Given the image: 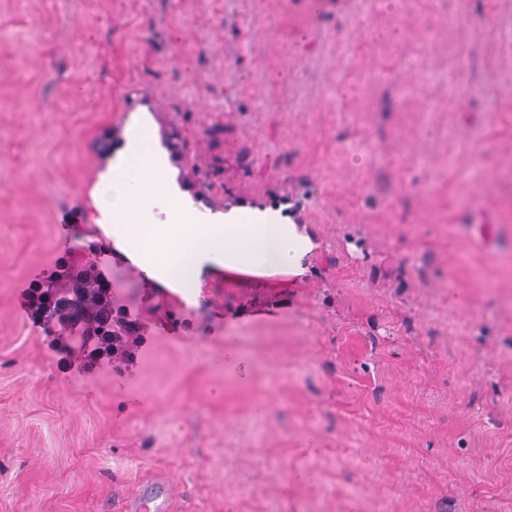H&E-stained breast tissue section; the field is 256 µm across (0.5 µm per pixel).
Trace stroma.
Returning a JSON list of instances; mask_svg holds the SVG:
<instances>
[{
  "mask_svg": "<svg viewBox=\"0 0 512 512\" xmlns=\"http://www.w3.org/2000/svg\"><path fill=\"white\" fill-rule=\"evenodd\" d=\"M510 59L512 0H0V512H512ZM134 116L200 210L292 189L302 273L155 292L96 222ZM61 258L124 373L28 315ZM81 280L83 288L76 292V297L69 296V288H55V307L51 310L49 308L47 316L66 327L78 326V335L81 339L80 347L87 349L88 356L112 355V364L121 363L128 367L133 366L136 362L137 352L143 347L145 341V336L141 332L146 326L138 319H129V309L119 306L117 308L118 322L123 326L124 333L116 334L112 342L114 325L112 292L106 293L98 290L97 276L94 272H92V277H89L87 271L82 272ZM70 294L73 295V292ZM56 302H58L57 305ZM85 306L94 312V316L79 322L77 313ZM163 475L144 480L126 499L121 512H177Z\"/></svg>",
  "mask_w": 512,
  "mask_h": 512,
  "instance_id": "stroma-1",
  "label": "stroma"
}]
</instances>
